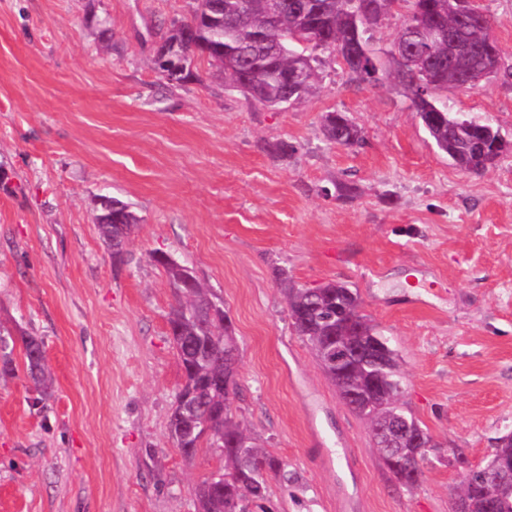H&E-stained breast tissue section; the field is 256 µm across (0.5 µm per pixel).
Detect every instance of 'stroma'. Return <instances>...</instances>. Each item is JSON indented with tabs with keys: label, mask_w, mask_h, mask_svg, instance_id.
Instances as JSON below:
<instances>
[{
	"label": "stroma",
	"mask_w": 512,
	"mask_h": 512,
	"mask_svg": "<svg viewBox=\"0 0 512 512\" xmlns=\"http://www.w3.org/2000/svg\"><path fill=\"white\" fill-rule=\"evenodd\" d=\"M192 0H0V512H197L217 452L169 435L183 373L174 292L151 255L224 302L239 346L237 419L295 480L253 512H454L463 472L512 433V153L480 175L429 138L404 87L326 62L320 93L248 102L207 61L167 90L160 25ZM512 141V79L443 92ZM339 110L359 147L323 138ZM295 150L282 159L268 144ZM358 192L345 201L334 182ZM139 219L118 263L101 198ZM357 288L400 358V402L439 447L399 483L288 315L279 276ZM44 342L53 384L27 375ZM21 342L29 376L36 383L44 380V343L36 336H22Z\"/></svg>",
	"instance_id": "obj_1"
}]
</instances>
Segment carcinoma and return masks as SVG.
Masks as SVG:
<instances>
[{
	"label": "carcinoma",
	"mask_w": 512,
	"mask_h": 512,
	"mask_svg": "<svg viewBox=\"0 0 512 512\" xmlns=\"http://www.w3.org/2000/svg\"><path fill=\"white\" fill-rule=\"evenodd\" d=\"M191 17L172 22L160 37V47L174 46L183 54L184 68L162 76L170 89L196 79L195 58L224 76V81L255 103L282 109L304 102L317 89L323 46L357 44L371 48L368 16L386 18L390 0H281L277 18H271L270 0H195ZM404 23L383 53L399 56L396 78L404 85L411 107L436 147L463 172L479 175L501 157L487 146L491 124L466 118L448 110L439 92L452 87L471 91L480 81L503 74L512 77V64L492 35L493 19L474 25L459 18L458 0H405ZM455 36L454 46L440 32ZM305 31L313 44L303 47L288 38ZM345 68L357 79L374 85L387 79L377 65V54ZM325 139L347 148L364 142V133L348 115L326 111L321 115ZM112 223L100 224L103 240L112 247V258H125L127 240L137 224L129 206L112 200ZM173 288L177 304L169 317L172 343L183 371L184 383L176 392L169 430L179 448L194 455L206 446L219 451V472L224 485L202 482L196 489L198 512H246V494L261 497L268 481L288 480L284 464L263 448L236 419L231 404L238 394L236 372L230 361L238 356V344L223 302L196 281L182 282L184 266L170 264L164 255H153ZM289 317L296 333L318 353L334 341L360 351L342 369H326L339 397H361L358 414L369 423L377 450L395 479L415 485L423 474L433 448H418L393 435L395 416L405 413L400 404L404 391L399 359L388 349L380 363L364 360L372 350L373 337L380 336L362 313L358 289L341 281L315 288L284 286ZM21 342L29 376L44 380V343L36 336ZM242 432L246 451L234 453L224 438ZM499 477L489 475L488 465L468 470L462 477L467 493L455 504V512H512V494L503 487L512 476V442L496 448Z\"/></svg>",
	"instance_id": "cac0c4a2"
}]
</instances>
